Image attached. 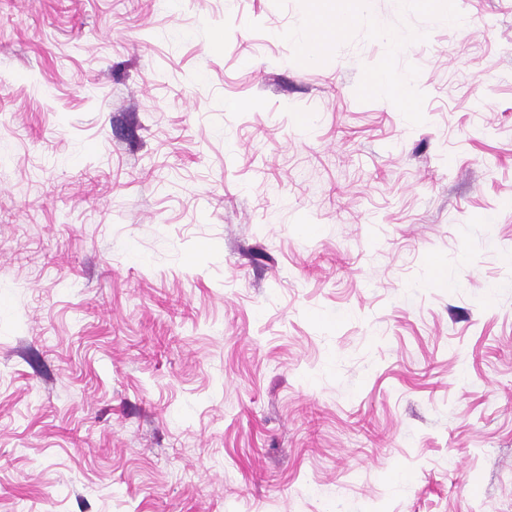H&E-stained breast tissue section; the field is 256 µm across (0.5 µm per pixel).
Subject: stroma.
Listing matches in <instances>:
<instances>
[{
  "mask_svg": "<svg viewBox=\"0 0 512 512\" xmlns=\"http://www.w3.org/2000/svg\"><path fill=\"white\" fill-rule=\"evenodd\" d=\"M458 2L0 0V512H512V0ZM357 17L350 12L318 16L298 32L294 41L307 59H314L318 56L320 46L331 40L337 32L353 25Z\"/></svg>",
  "mask_w": 512,
  "mask_h": 512,
  "instance_id": "35a3bbf8",
  "label": "stroma"
}]
</instances>
